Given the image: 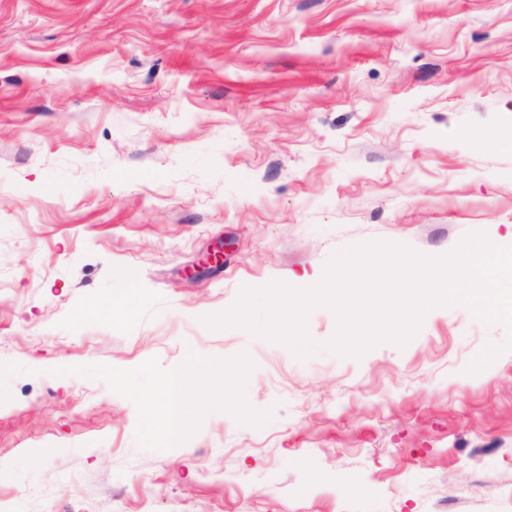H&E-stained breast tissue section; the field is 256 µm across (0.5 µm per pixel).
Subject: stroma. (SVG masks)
Masks as SVG:
<instances>
[{
    "instance_id": "1",
    "label": "stroma",
    "mask_w": 512,
    "mask_h": 512,
    "mask_svg": "<svg viewBox=\"0 0 512 512\" xmlns=\"http://www.w3.org/2000/svg\"><path fill=\"white\" fill-rule=\"evenodd\" d=\"M512 0H0V512H512V351L463 305L309 354L204 317L370 242L512 246ZM253 363L142 448L58 367Z\"/></svg>"
}]
</instances>
